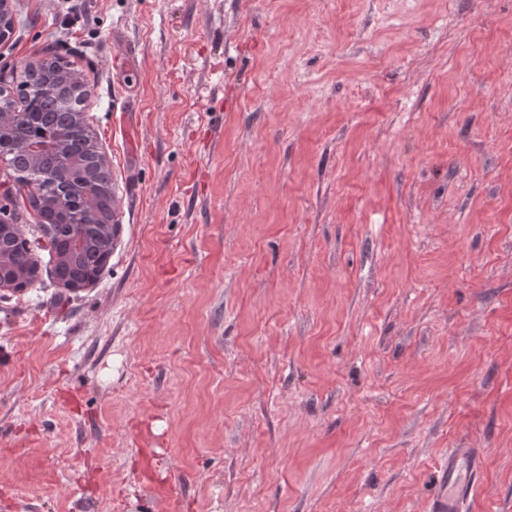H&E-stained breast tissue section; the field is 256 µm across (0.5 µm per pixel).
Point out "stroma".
I'll use <instances>...</instances> for the list:
<instances>
[{"label": "stroma", "instance_id": "35a3bbf8", "mask_svg": "<svg viewBox=\"0 0 512 512\" xmlns=\"http://www.w3.org/2000/svg\"><path fill=\"white\" fill-rule=\"evenodd\" d=\"M119 197L0 292V512H512V0H12ZM480 464L476 450L448 452V464L440 470V491L432 500L430 512H462L470 497L472 476Z\"/></svg>", "mask_w": 512, "mask_h": 512}]
</instances>
